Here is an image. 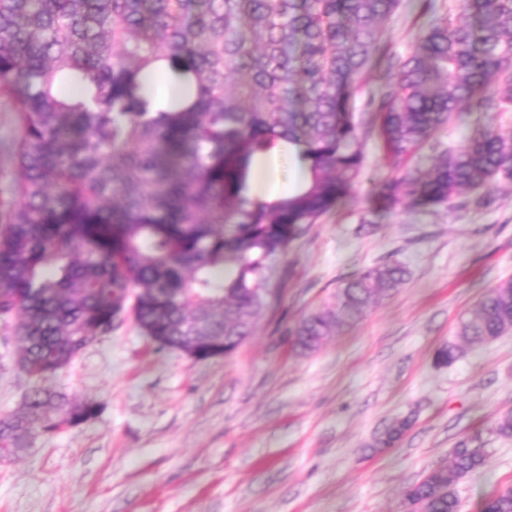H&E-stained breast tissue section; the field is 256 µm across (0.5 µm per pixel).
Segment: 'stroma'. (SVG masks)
I'll return each instance as SVG.
<instances>
[{
	"mask_svg": "<svg viewBox=\"0 0 512 512\" xmlns=\"http://www.w3.org/2000/svg\"><path fill=\"white\" fill-rule=\"evenodd\" d=\"M427 23L403 0L391 52L408 54ZM354 204L292 242L274 274L278 297L232 355L194 361L155 350L126 322L59 371L56 388L99 415L0 458V512H409L407 488L480 437L481 474L454 487L459 512H481L512 486V334L434 360L460 318L512 279V182L488 205L422 215L407 207L369 223V199L394 178L377 134L363 142ZM386 261L408 275L392 294L312 353L294 346L303 316L358 271ZM14 322L0 321V418L33 381L17 366ZM410 425L390 448L380 438Z\"/></svg>",
	"mask_w": 512,
	"mask_h": 512,
	"instance_id": "obj_1",
	"label": "stroma"
}]
</instances>
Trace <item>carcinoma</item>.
<instances>
[{
    "label": "carcinoma",
    "instance_id": "cac0c4a2",
    "mask_svg": "<svg viewBox=\"0 0 512 512\" xmlns=\"http://www.w3.org/2000/svg\"><path fill=\"white\" fill-rule=\"evenodd\" d=\"M401 0H0V96L14 112L12 201L0 210V320L20 317V357L36 385L0 420V453L96 418L53 384L91 336L120 313L158 346L224 337L233 353L266 308L268 268L363 170L357 113L372 115L390 165L427 144V173L373 192L380 216L471 203L512 181V133L474 123L461 147L432 142L466 112L512 109V0H462L435 17L411 53H389ZM163 60L190 87L151 111L141 73ZM377 92L356 105L358 77ZM78 86L83 97L61 94ZM306 179L275 201L249 195L253 160L275 148ZM398 262L368 267L304 316L295 346L316 351L401 285ZM512 331V279L484 295L459 337ZM485 448L466 441L406 494L410 512H458L452 486L479 473ZM482 512H512V487Z\"/></svg>",
    "mask_w": 512,
    "mask_h": 512
}]
</instances>
